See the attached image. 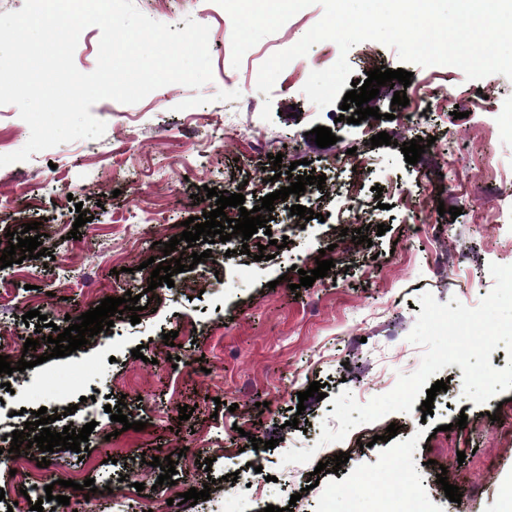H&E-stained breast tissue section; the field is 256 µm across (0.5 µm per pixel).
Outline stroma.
<instances>
[{
    "mask_svg": "<svg viewBox=\"0 0 512 512\" xmlns=\"http://www.w3.org/2000/svg\"><path fill=\"white\" fill-rule=\"evenodd\" d=\"M134 3L175 30L184 29L188 17L207 25L213 79L197 90L167 85L135 104L101 100L91 112L106 124L102 137L0 167V251L8 246V231L31 221L39 222L48 250L44 258L0 269V354L13 363L23 356L35 362L18 373L6 397L13 415L0 425V448L43 407L61 412L51 424L56 431L94 423L88 453L48 454L38 479L42 486L93 479L95 493H75L80 512H177L169 499L206 483L208 500L191 512H263L270 505L292 512H503L512 497V439L495 437L491 416L500 399L479 406L466 399L456 366L436 375L449 385L438 392L432 415L417 401L411 412L381 418V426L399 427L390 440L361 450L318 440L323 427L339 426L332 399L341 391L365 403L418 369L422 350L408 336L422 311L421 294L477 306L494 286L490 264L512 263V79L492 74L470 81L454 66H416L407 94L422 84L450 87L448 103L463 118L450 123L437 112L421 132L410 131L394 119V91L384 86L374 100L380 119L354 125L341 121L338 105L318 109L303 94L304 84L311 71L342 56L353 82L365 79L371 66L398 69L394 48L361 42L344 54L336 43L320 42L308 51L306 68L291 64L281 72L271 95L244 89L249 70L295 45L321 19L320 5L302 9L261 39L236 68L217 21L194 0ZM266 104L273 111L268 120L261 117ZM448 125L470 142V168L464 186L449 184L434 201L430 178L445 168L446 155L428 151L411 165L399 145L443 134ZM318 126L331 128L336 144L317 147L310 132ZM382 131L392 145L372 146L371 137ZM353 147L369 161L354 177L334 166ZM278 152L296 174L325 176L324 186L275 201L269 232L212 245L197 240L195 252L210 251V261L175 274L173 286L151 287L144 261H164L162 244L173 227L215 209L206 188H235L250 210L259 198L290 186L288 177L274 175L271 156ZM257 174L263 182L254 188ZM351 184L373 222L366 244L341 233L337 197ZM441 203L461 208V215H439ZM297 204L316 214L302 227L289 212ZM81 209L92 220L74 240L70 230ZM381 223L387 227L382 235L376 231ZM282 239L287 247L276 248ZM261 246L267 259L253 260ZM324 248L334 262L327 277L292 291L300 270L314 269ZM379 256L384 265L376 264ZM128 291L148 293L155 310L140 311L135 325L115 321L71 355L37 363L52 349L46 338L54 328H67L68 318L96 307L98 298ZM34 309L49 325L38 332L44 343L27 352L23 345L36 332L18 335L14 328ZM172 330L178 333L174 347L162 339ZM135 348L142 358H133ZM88 361L98 367L92 379L83 372ZM314 381L323 384L325 398L303 403L305 428L289 427L299 393ZM121 394L143 430L120 431L105 412ZM187 404L194 412L179 421ZM69 406L74 414H66ZM462 415L471 452L461 461L450 425ZM256 438L278 444L256 450ZM310 447L316 461L341 452L350 458L338 472L321 473L313 487L314 463L282 462L285 451ZM145 455L174 459V485L158 484L161 470L142 463ZM208 458L211 469L199 468ZM389 461L403 472V490L385 482ZM127 469L134 484L120 480ZM442 471L462 492L460 502L439 489ZM233 472L240 481L230 480ZM107 485L113 489L108 498L99 493Z\"/></svg>",
    "mask_w": 512,
    "mask_h": 512,
    "instance_id": "stroma-1",
    "label": "stroma"
}]
</instances>
